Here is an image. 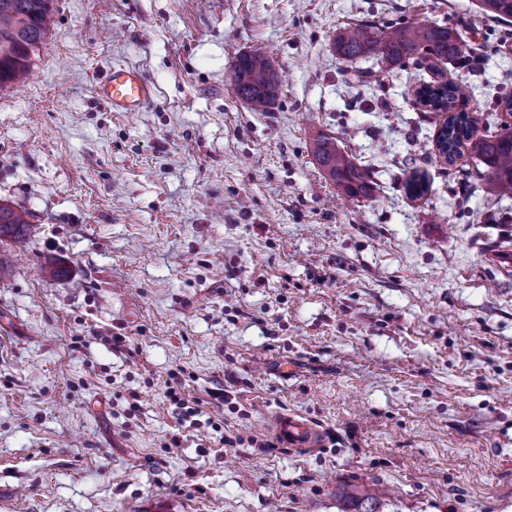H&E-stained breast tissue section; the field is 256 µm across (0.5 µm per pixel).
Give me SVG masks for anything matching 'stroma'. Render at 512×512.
Listing matches in <instances>:
<instances>
[{"instance_id": "1", "label": "stroma", "mask_w": 512, "mask_h": 512, "mask_svg": "<svg viewBox=\"0 0 512 512\" xmlns=\"http://www.w3.org/2000/svg\"><path fill=\"white\" fill-rule=\"evenodd\" d=\"M25 85L0 87V512H512V196L436 149L424 84H475L476 135L512 131V22L475 0H53ZM349 22L437 23L471 66H347ZM273 111L226 75L255 48ZM154 88L114 112L112 64ZM336 137L375 174L344 200L312 154ZM420 172L424 196L404 183ZM126 336L113 346L112 335ZM238 412L224 446L178 429L171 369ZM295 412L320 447L266 448ZM178 446H171V439ZM32 213L25 207L0 206V236L20 237L31 224Z\"/></svg>"}]
</instances>
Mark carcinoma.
Here are the masks:
<instances>
[{"label":"carcinoma","mask_w":512,"mask_h":512,"mask_svg":"<svg viewBox=\"0 0 512 512\" xmlns=\"http://www.w3.org/2000/svg\"><path fill=\"white\" fill-rule=\"evenodd\" d=\"M52 0H0V87L25 82L32 57L49 35ZM479 8L499 19H512V0H479ZM336 54L348 64L362 59L373 61L378 71H390L406 64H420L433 56L455 61L468 49L455 31L445 25L410 24L375 28L349 23L337 35ZM237 94L254 110L268 112L275 104L281 77L271 70L266 52L256 49L242 54L232 69ZM473 87L447 82L438 87L422 85L417 90L420 104L448 113L437 136V147L453 164L467 149L486 167L483 185L488 194L512 192V131L474 137L472 121L457 106L470 98ZM313 154L322 171L343 193L358 199L374 190V173L355 163L336 138L319 133L313 138ZM32 213L25 207L0 206V236L20 237L30 224Z\"/></svg>","instance_id":"carcinoma-1"}]
</instances>
